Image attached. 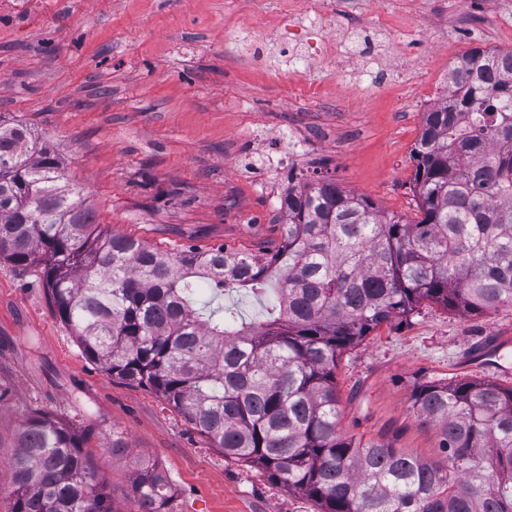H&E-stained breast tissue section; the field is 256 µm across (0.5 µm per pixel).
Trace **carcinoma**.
Instances as JSON below:
<instances>
[{
    "instance_id": "carcinoma-1",
    "label": "carcinoma",
    "mask_w": 512,
    "mask_h": 512,
    "mask_svg": "<svg viewBox=\"0 0 512 512\" xmlns=\"http://www.w3.org/2000/svg\"><path fill=\"white\" fill-rule=\"evenodd\" d=\"M419 216H386L327 179L288 186L282 241L263 255L168 253L99 231L82 189L29 128L0 118V261L42 266L84 357L159 394L212 447L321 512H512V387L489 379L413 394L440 460L339 428L340 356L424 300L463 315L512 305V50L472 49L412 149ZM271 299L258 321L199 307L202 289ZM93 432L36 410L10 465V512H114ZM133 457L140 512H170L157 465Z\"/></svg>"
}]
</instances>
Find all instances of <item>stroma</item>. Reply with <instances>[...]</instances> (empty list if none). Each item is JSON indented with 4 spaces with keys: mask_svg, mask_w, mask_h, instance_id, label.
Listing matches in <instances>:
<instances>
[{
    "mask_svg": "<svg viewBox=\"0 0 512 512\" xmlns=\"http://www.w3.org/2000/svg\"><path fill=\"white\" fill-rule=\"evenodd\" d=\"M14 0L0 9V116L25 121L63 162L102 230L166 252L273 250L285 221L288 141L297 174L332 178L386 214L415 217L412 149L448 65L512 49V0ZM254 14L264 48L240 25ZM340 59L314 56L327 37ZM254 137L252 156L238 146ZM512 370V305L462 315L424 301L381 325L336 369L346 433L438 458L411 408L418 386ZM43 410L91 429L114 512H137L122 438L170 479L171 512H320L224 456L155 392L110 377L56 315L40 266L0 262V512H10L18 428Z\"/></svg>",
    "mask_w": 512,
    "mask_h": 512,
    "instance_id": "35a3bbf8",
    "label": "stroma"
}]
</instances>
